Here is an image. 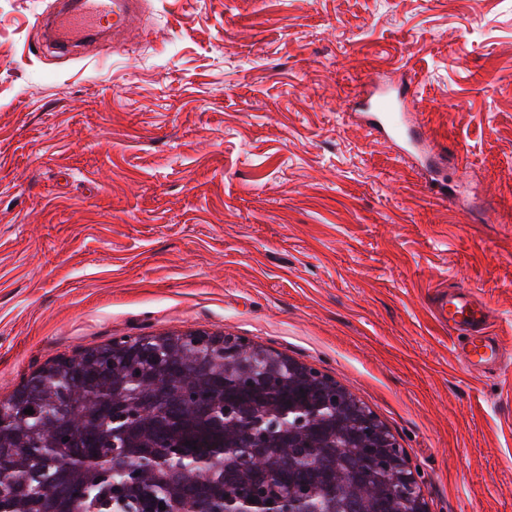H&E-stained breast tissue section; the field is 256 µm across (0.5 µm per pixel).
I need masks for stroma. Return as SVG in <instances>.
<instances>
[{"label": "stroma", "instance_id": "stroma-1", "mask_svg": "<svg viewBox=\"0 0 512 512\" xmlns=\"http://www.w3.org/2000/svg\"><path fill=\"white\" fill-rule=\"evenodd\" d=\"M51 3L0 0V400L79 348L221 333L363 401L427 512H512V0H152L78 59ZM373 78L415 90L456 200L367 136ZM451 285L503 363L458 361ZM435 319L457 332L462 339L459 361L470 373L480 371L502 358L498 342L486 336L488 315L486 302L473 288H450L442 291L432 301Z\"/></svg>", "mask_w": 512, "mask_h": 512}]
</instances>
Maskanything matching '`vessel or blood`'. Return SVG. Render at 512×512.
<instances>
[{"label": "vessel or blood", "instance_id": "vessel-or-blood-1", "mask_svg": "<svg viewBox=\"0 0 512 512\" xmlns=\"http://www.w3.org/2000/svg\"><path fill=\"white\" fill-rule=\"evenodd\" d=\"M148 0H76L74 6L62 13L59 24L64 30L66 47H74L93 40L103 19H111L113 33L131 28L143 14ZM413 95L409 90L395 93L381 92L368 98L364 104L367 113L365 129L368 136L387 135L398 140H416L417 135L407 130L396 105H410ZM436 320L461 337L458 358L468 372L482 370L502 358L498 342L487 336L485 324L488 315L486 302L472 288H451L442 291L432 301Z\"/></svg>", "mask_w": 512, "mask_h": 512}]
</instances>
